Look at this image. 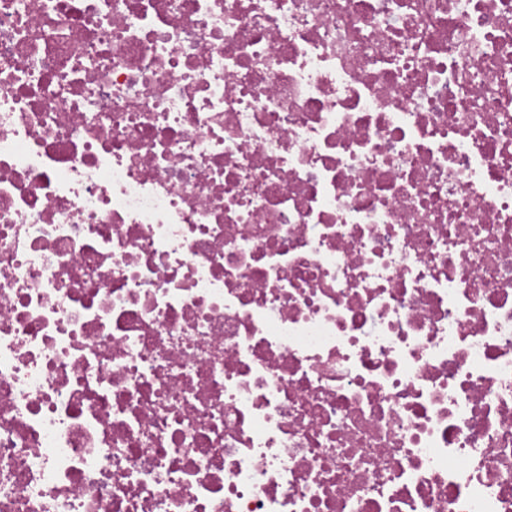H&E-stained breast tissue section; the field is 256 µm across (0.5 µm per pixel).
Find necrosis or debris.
Masks as SVG:
<instances>
[{"label": "necrosis or debris", "mask_w": 512, "mask_h": 512, "mask_svg": "<svg viewBox=\"0 0 512 512\" xmlns=\"http://www.w3.org/2000/svg\"><path fill=\"white\" fill-rule=\"evenodd\" d=\"M0 512H512V0H0Z\"/></svg>", "instance_id": "4bbe7bcc"}]
</instances>
